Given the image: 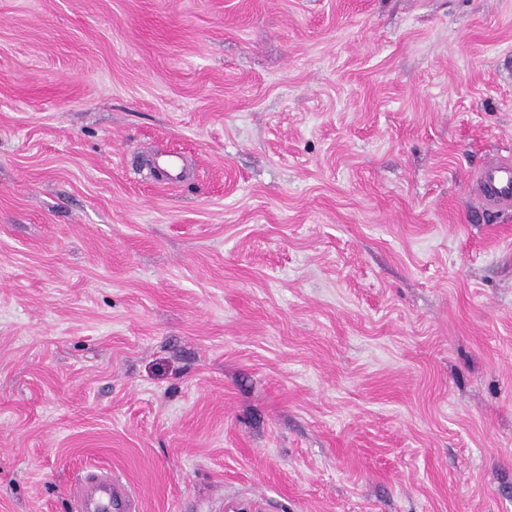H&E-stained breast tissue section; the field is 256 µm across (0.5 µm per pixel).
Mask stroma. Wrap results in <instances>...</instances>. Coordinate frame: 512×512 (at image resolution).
<instances>
[{
  "label": "stroma",
  "mask_w": 512,
  "mask_h": 512,
  "mask_svg": "<svg viewBox=\"0 0 512 512\" xmlns=\"http://www.w3.org/2000/svg\"><path fill=\"white\" fill-rule=\"evenodd\" d=\"M511 153L512 0H0V512H512ZM472 189L487 209H512V161L489 162L478 169ZM81 512H97L102 506L113 512H135L138 510L136 497L122 484L108 474L101 473L90 478L80 491ZM105 501V504H102Z\"/></svg>",
  "instance_id": "stroma-1"
}]
</instances>
